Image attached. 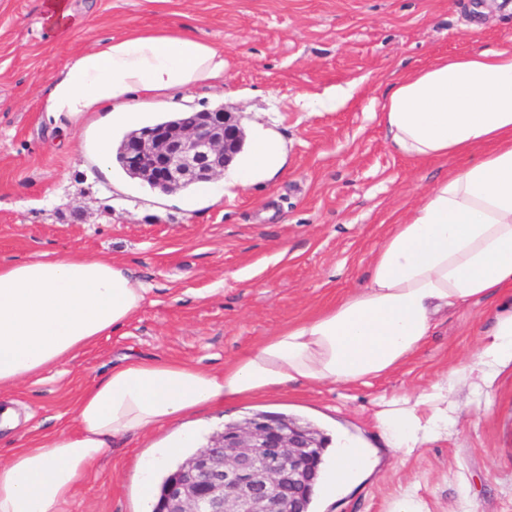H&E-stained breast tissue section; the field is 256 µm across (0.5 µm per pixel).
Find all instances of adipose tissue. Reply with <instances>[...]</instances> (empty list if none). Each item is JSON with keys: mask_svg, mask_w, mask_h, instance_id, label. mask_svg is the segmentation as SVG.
I'll list each match as a JSON object with an SVG mask.
<instances>
[{"mask_svg": "<svg viewBox=\"0 0 512 512\" xmlns=\"http://www.w3.org/2000/svg\"><path fill=\"white\" fill-rule=\"evenodd\" d=\"M58 39L83 19L73 0H41ZM224 78V52L183 33L139 30L71 54L43 91L64 128H89L95 158L112 173L116 129L163 104L169 91ZM380 119L390 149L425 161L465 158L420 204L389 225L362 287L263 337L223 370L125 356L73 403L75 431L35 440L0 460V512H65L78 479L113 441L148 433L204 406H224L311 384H349L398 369L448 309L512 293V49L477 50L402 71ZM279 144L258 137L240 186L272 177ZM150 283L111 259L44 252L0 259V388L15 386L133 321ZM377 425L410 456L448 431V389L380 398Z\"/></svg>", "mask_w": 512, "mask_h": 512, "instance_id": "ef3b65f1", "label": "adipose tissue"}]
</instances>
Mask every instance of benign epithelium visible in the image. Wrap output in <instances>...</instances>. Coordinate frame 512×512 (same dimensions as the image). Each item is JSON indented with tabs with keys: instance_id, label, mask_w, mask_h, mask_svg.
<instances>
[{
	"instance_id": "benign-epithelium-1",
	"label": "benign epithelium",
	"mask_w": 512,
	"mask_h": 512,
	"mask_svg": "<svg viewBox=\"0 0 512 512\" xmlns=\"http://www.w3.org/2000/svg\"><path fill=\"white\" fill-rule=\"evenodd\" d=\"M188 126H162L134 141L129 162L151 180L206 183L224 173L245 133L231 114L198 112ZM315 432L264 417L224 428L187 459L157 512H307L318 477Z\"/></svg>"
}]
</instances>
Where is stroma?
<instances>
[{
    "instance_id": "1",
    "label": "stroma",
    "mask_w": 512,
    "mask_h": 512,
    "mask_svg": "<svg viewBox=\"0 0 512 512\" xmlns=\"http://www.w3.org/2000/svg\"><path fill=\"white\" fill-rule=\"evenodd\" d=\"M74 0L84 20L60 41L39 27V0H0V258L57 251L123 261L150 282L137 320L50 371L0 390L20 423L0 428V456L17 443L72 428L71 402L125 355L181 359L219 370L289 320L365 283L370 251L393 220L464 161L415 163L394 154L380 122L384 93L403 70L474 49H512V0ZM186 31L224 51V79L174 97L175 111L224 109L246 137L265 133L284 166L247 188L223 174L219 201L197 190L163 195L113 169L93 147H54L41 89L75 51L128 29ZM350 91L333 112L306 108ZM512 297L493 295L440 317L403 367L354 385H312L205 408L113 443L80 479L69 512H141L139 464L184 431L201 444L227 423L284 413L328 443L365 449L368 463L316 512H512V358L479 355ZM473 364L454 374L459 362ZM452 390L448 433L407 457L377 427L381 397Z\"/></svg>"
}]
</instances>
